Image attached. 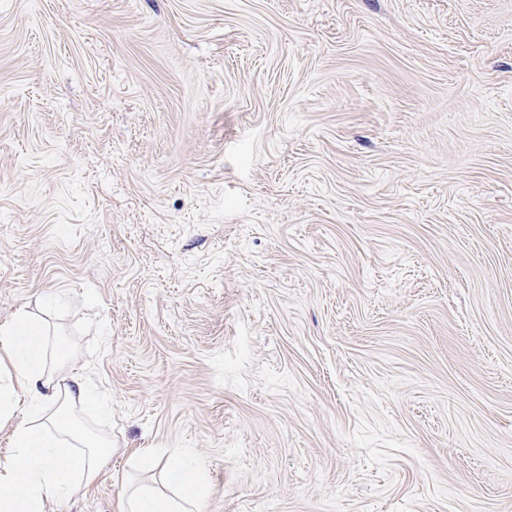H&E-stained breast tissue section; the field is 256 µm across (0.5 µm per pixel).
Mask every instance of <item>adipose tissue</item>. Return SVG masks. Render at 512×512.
Wrapping results in <instances>:
<instances>
[{
  "instance_id": "1",
  "label": "adipose tissue",
  "mask_w": 512,
  "mask_h": 512,
  "mask_svg": "<svg viewBox=\"0 0 512 512\" xmlns=\"http://www.w3.org/2000/svg\"><path fill=\"white\" fill-rule=\"evenodd\" d=\"M97 399L80 371L59 362L42 320L22 311L0 325V416L13 424L11 454L0 463V512H47L49 503L71 498L100 476L111 452L108 440L63 425L57 407ZM138 454L164 459L163 476L178 493L128 487L125 512H205L210 489L195 456L162 448Z\"/></svg>"
}]
</instances>
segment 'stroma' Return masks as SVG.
<instances>
[{
  "instance_id": "stroma-1",
  "label": "stroma",
  "mask_w": 512,
  "mask_h": 512,
  "mask_svg": "<svg viewBox=\"0 0 512 512\" xmlns=\"http://www.w3.org/2000/svg\"><path fill=\"white\" fill-rule=\"evenodd\" d=\"M105 399L47 512H512V0H0V323ZM139 456L148 461L166 458L163 476L177 488L176 497L164 496L148 486L129 485L125 493V512H204L210 495L204 468L187 452L167 454L163 448H139Z\"/></svg>"
}]
</instances>
